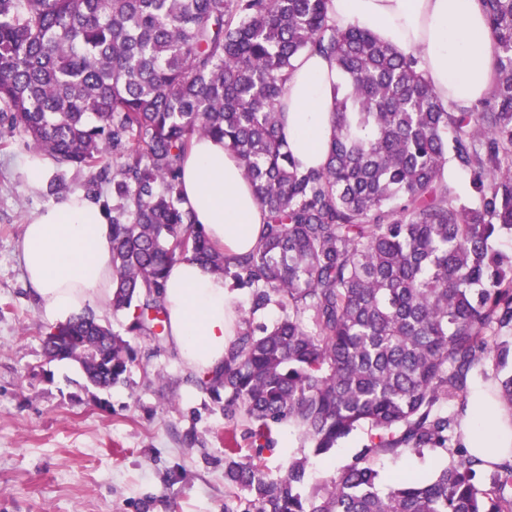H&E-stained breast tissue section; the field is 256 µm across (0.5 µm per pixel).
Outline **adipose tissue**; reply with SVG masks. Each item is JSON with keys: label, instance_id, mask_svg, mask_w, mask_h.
<instances>
[{"label": "adipose tissue", "instance_id": "1", "mask_svg": "<svg viewBox=\"0 0 512 512\" xmlns=\"http://www.w3.org/2000/svg\"><path fill=\"white\" fill-rule=\"evenodd\" d=\"M338 26L367 28L400 52L414 54L418 69L441 102L469 103L489 94L497 81L492 44L479 0H333ZM335 65L303 54L288 81L285 129L295 158L310 169L324 164L332 134L331 87ZM182 202L209 242L240 257L260 242L261 208L235 155L221 140L194 138L182 163ZM112 226L101 204L82 191L68 192L31 217L21 261L26 285L47 320H66L85 304L112 299ZM163 302L168 342L183 366L204 379L224 361L236 337L238 311L222 274L195 261L168 270ZM471 453L489 455L512 444L496 409L475 396L465 431Z\"/></svg>", "mask_w": 512, "mask_h": 512}]
</instances>
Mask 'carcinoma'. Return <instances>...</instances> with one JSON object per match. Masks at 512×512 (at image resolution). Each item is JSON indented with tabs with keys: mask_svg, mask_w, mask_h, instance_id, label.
<instances>
[{
	"mask_svg": "<svg viewBox=\"0 0 512 512\" xmlns=\"http://www.w3.org/2000/svg\"><path fill=\"white\" fill-rule=\"evenodd\" d=\"M332 0H0V125L61 167L112 184V311L161 342L168 267L192 260L250 289L224 367L193 382L249 426L253 454L225 449L224 512H512L509 458L460 443L473 378L512 423V0H481L498 80L443 106L406 56ZM336 66L333 134L318 169L292 156L282 122L294 59ZM224 140L266 215L241 258L214 250L181 206V159ZM112 162H107V155ZM469 178L466 191L453 173ZM274 305L271 326L255 314ZM49 360L95 388L127 382L137 351L94 316L47 334ZM455 409L448 410V403ZM298 433L288 470L263 453ZM368 442L308 485L307 456L354 431ZM455 457L432 479L377 490L372 462Z\"/></svg>",
	"mask_w": 512,
	"mask_h": 512,
	"instance_id": "obj_1",
	"label": "carcinoma"
}]
</instances>
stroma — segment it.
<instances>
[{"label":"stroma","mask_w":512,"mask_h":512,"mask_svg":"<svg viewBox=\"0 0 512 512\" xmlns=\"http://www.w3.org/2000/svg\"><path fill=\"white\" fill-rule=\"evenodd\" d=\"M29 153L21 135L0 130V512H224V450L234 433L250 454L245 427L188 381L169 345L132 337L129 380L107 391L76 363L45 357L52 324L23 278L24 224L73 188L111 204L112 187L90 188L87 168L54 166L30 190L21 168ZM189 431L192 447L182 441ZM368 436L357 430L330 457H310V483L335 474ZM446 463L427 453L373 466L384 492L399 473L428 479Z\"/></svg>","instance_id":"1"}]
</instances>
